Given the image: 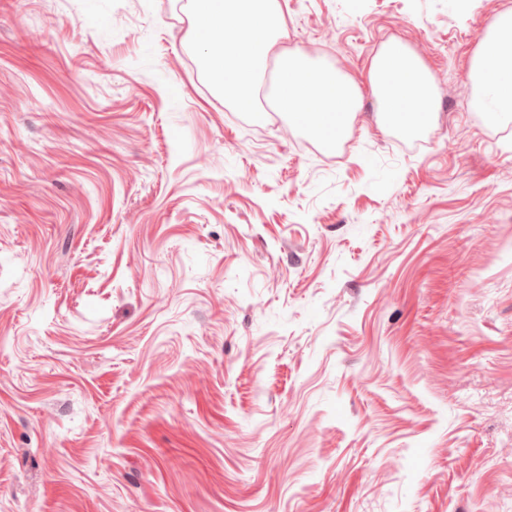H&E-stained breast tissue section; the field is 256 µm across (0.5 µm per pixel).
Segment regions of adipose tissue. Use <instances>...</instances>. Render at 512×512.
<instances>
[{"label": "adipose tissue", "instance_id": "adipose-tissue-1", "mask_svg": "<svg viewBox=\"0 0 512 512\" xmlns=\"http://www.w3.org/2000/svg\"><path fill=\"white\" fill-rule=\"evenodd\" d=\"M473 101L488 123L512 117V9L497 13L474 55ZM369 82L384 130L422 131L435 109L433 78L423 60L394 40L373 56Z\"/></svg>", "mask_w": 512, "mask_h": 512}]
</instances>
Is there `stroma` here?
<instances>
[{"instance_id": "1", "label": "stroma", "mask_w": 512, "mask_h": 512, "mask_svg": "<svg viewBox=\"0 0 512 512\" xmlns=\"http://www.w3.org/2000/svg\"><path fill=\"white\" fill-rule=\"evenodd\" d=\"M327 150L205 81L189 0H0V512H512V0H279ZM405 42L436 109L382 130ZM473 101L488 123L512 117V9L497 13L474 55ZM369 82L384 130L422 131L435 109L433 78L423 60L407 45L392 40L373 56Z\"/></svg>"}]
</instances>
